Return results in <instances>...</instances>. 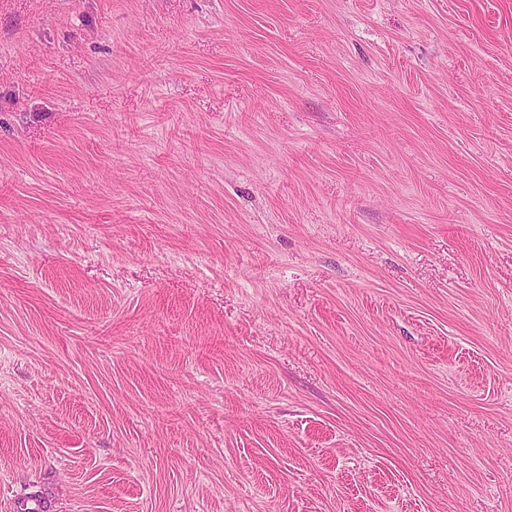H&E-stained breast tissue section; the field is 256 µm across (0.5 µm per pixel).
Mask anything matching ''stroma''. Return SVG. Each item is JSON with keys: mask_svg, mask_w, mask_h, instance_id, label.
I'll use <instances>...</instances> for the list:
<instances>
[{"mask_svg": "<svg viewBox=\"0 0 512 512\" xmlns=\"http://www.w3.org/2000/svg\"><path fill=\"white\" fill-rule=\"evenodd\" d=\"M512 512V0H0V512Z\"/></svg>", "mask_w": 512, "mask_h": 512, "instance_id": "stroma-1", "label": "stroma"}]
</instances>
